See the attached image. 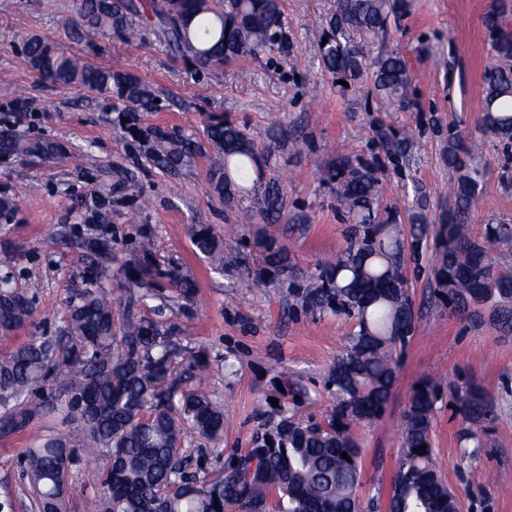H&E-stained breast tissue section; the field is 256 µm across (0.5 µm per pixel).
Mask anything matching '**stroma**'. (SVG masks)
<instances>
[{"label":"stroma","mask_w":512,"mask_h":512,"mask_svg":"<svg viewBox=\"0 0 512 512\" xmlns=\"http://www.w3.org/2000/svg\"><path fill=\"white\" fill-rule=\"evenodd\" d=\"M491 2L404 0L386 31L359 36L367 64L394 50L406 58L415 106L403 112L378 99L372 83L347 89L323 69L319 44L334 0H283L290 54L273 53L248 68L231 64L210 74L176 58L151 35L138 43L82 36L74 0H0V74L8 76L0 81V133L20 132L57 146L50 155L23 159L0 152V194L16 203L10 218H0V276H9L22 291L40 284L32 318L22 330L0 338V360L31 337L58 334L68 303L99 289L112 298L115 319H122L128 298L136 297L140 317L174 323L181 347L207 351L204 390L227 417L221 448L248 446L283 375L310 393L296 407L297 416L325 423L332 403L325 380L355 323L306 312L293 305L288 290L307 279L318 260L339 255L353 234L335 184L324 178L332 164L346 158L373 171L377 209L397 214L407 240L412 212L423 211L428 223L437 224L453 203L457 174L445 160L449 134L482 141L479 162L486 184L471 202L466 222L476 238L491 225L512 227V146L480 130L483 74L490 63L482 19ZM22 33L100 67L136 75L158 93L181 100L173 111L146 115V124L199 129L208 115H227L258 146L269 148L267 175L287 189L281 218L251 223L225 207L207 178L211 155L197 157L176 180L135 169L111 100L73 84L40 81L22 60ZM385 136L410 137V152L388 155L381 147ZM130 169L137 181L129 194L142 205L139 215L112 207L105 223H82L81 201L91 190L111 189ZM143 224L153 233L158 263L177 266L195 281L192 301L166 307L155 298L139 299L138 289L121 275ZM194 224L212 225L225 245L242 253L245 266L214 272L190 241ZM259 232L286 244L290 255V272L266 288L249 277L265 264L253 245ZM99 235L112 241V266L107 279L96 282L80 242ZM434 257L429 240L418 252L404 254L415 332L385 416L359 429L367 449L363 494L372 496L390 483L413 384L424 378L445 384L467 379L499 400L487 445L478 458L464 456L457 443L460 419L440 400L432 434L436 466L457 491L460 512H512V397L506 395L512 388V336L450 315L436 302ZM41 427L36 421L29 434L0 436V493H11L14 512H31L19 458L30 434ZM103 468V461L78 459L66 512H91Z\"/></svg>","instance_id":"obj_1"}]
</instances>
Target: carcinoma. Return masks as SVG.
I'll list each match as a JSON object with an SVG mask.
<instances>
[{"label": "carcinoma", "mask_w": 512, "mask_h": 512, "mask_svg": "<svg viewBox=\"0 0 512 512\" xmlns=\"http://www.w3.org/2000/svg\"><path fill=\"white\" fill-rule=\"evenodd\" d=\"M395 0H336L328 21L327 43L320 47L323 68L356 87L365 70L355 36L383 31ZM501 0L485 14L490 56L496 64L484 73L482 128L512 140V25ZM82 26L93 36L131 42L151 34L168 44L176 57L200 71L236 62H252L263 54L289 53L282 0H80ZM23 61L40 80L77 84L113 101L116 125L133 163L167 176H179L205 151L216 155L210 170L213 192L227 204L248 203L246 214L269 223L284 204L281 185L266 178V164L244 131L222 114H211L203 137L194 132L149 126L144 115L167 109L166 99L140 78L67 56L51 43L30 37L22 42ZM410 72L403 57L391 53L380 61L374 89L392 105H415L409 93ZM406 138H383L392 156L406 152ZM5 148L14 156L47 155L52 148L16 135ZM475 144L448 137V166L458 172L456 208L436 231L431 269L434 296L448 313L481 320L467 309L492 283H507L509 298L487 294L494 308L489 323L512 334V270L492 256L490 245L512 248V229L495 227L488 239L470 236L464 224L471 201L483 192V169L472 163ZM336 181L337 199L355 226L336 260L315 264L309 282L288 289L302 309L333 312L355 320V329L329 370L333 401L325 425H306L279 406L253 434L250 446L233 450L213 474L190 470L192 453L182 447L187 433L216 443L224 435V408L198 389L208 364L198 354L190 375L177 371L181 347L178 329L167 322L127 314L114 326L112 300L89 292L70 304L59 336L40 337L17 347L0 362V435L25 432L35 420L76 421L89 458L103 456L107 469L95 499L94 512H359L366 448L355 426L372 425L385 414L399 379L401 362L415 330L412 301L402 272L404 243L389 224L377 220V181L372 170L339 160L327 172ZM126 186L112 187V198L91 196L84 220L103 223L107 206L129 203ZM191 243L220 272L240 263L239 254L224 249V237L209 224L190 227ZM268 252L267 266L255 273L264 284L282 275L288 261L286 245L258 239ZM93 256L90 274L107 276L112 243L87 241ZM124 277L145 294L168 301L189 300L196 283L177 267L156 261L150 232L139 230L133 259ZM33 313V297L0 279V333L20 329ZM70 398L59 405L53 387ZM441 384L423 379L409 396L402 423V448L386 494V512H460L458 494L433 465L431 433ZM448 393L463 427L458 441L475 458L486 445L488 427L496 418L494 398L480 385L448 384ZM426 446L425 454L416 451ZM347 453L350 460L342 458ZM75 451L64 436L48 427L31 437L22 453L33 512H64L71 489Z\"/></svg>", "instance_id": "cac0c4a2"}]
</instances>
